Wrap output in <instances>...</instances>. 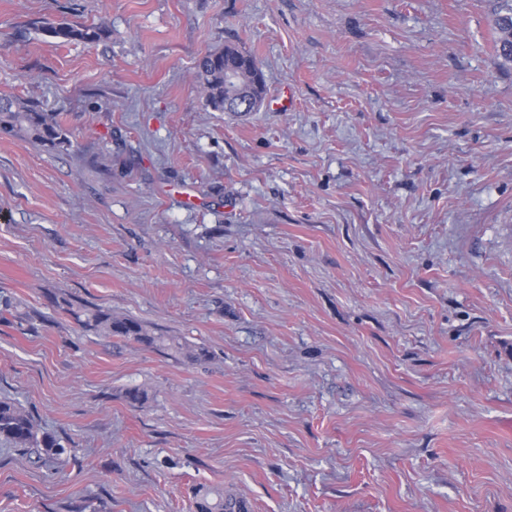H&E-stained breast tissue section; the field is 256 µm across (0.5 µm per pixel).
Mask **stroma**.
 Wrapping results in <instances>:
<instances>
[{
  "mask_svg": "<svg viewBox=\"0 0 512 512\" xmlns=\"http://www.w3.org/2000/svg\"><path fill=\"white\" fill-rule=\"evenodd\" d=\"M493 0H0V512H512V62ZM106 23L61 44L48 24ZM263 62L255 112L197 59ZM289 111L273 110L283 88ZM99 307L208 351L83 331ZM147 395L134 405L126 393ZM234 76L233 93L242 101L260 104L264 94V77L258 58L235 46L215 48L202 55L195 66V81L205 108L224 112L230 89L226 84ZM21 135L50 148L70 146L58 114L42 112L19 97H0V136ZM34 318V315L27 310H20L19 305L10 297H2L0 299V322L10 324L11 319L14 320L17 326L22 327L23 323H29ZM0 439L39 458H57L65 452L60 441L40 429L28 411L6 400H0ZM196 498V496H195ZM219 499L218 503L212 504L206 497L196 498V508L198 512H249L250 505L247 501L237 498Z\"/></svg>",
  "mask_w": 512,
  "mask_h": 512,
  "instance_id": "35a3bbf8",
  "label": "stroma"
}]
</instances>
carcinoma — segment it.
Segmentation results:
<instances>
[{
    "instance_id": "1",
    "label": "carcinoma",
    "mask_w": 512,
    "mask_h": 512,
    "mask_svg": "<svg viewBox=\"0 0 512 512\" xmlns=\"http://www.w3.org/2000/svg\"><path fill=\"white\" fill-rule=\"evenodd\" d=\"M495 18V47L499 56L512 60V0H498ZM47 36L60 43H96L109 35L106 26L52 24L44 29ZM195 81L205 107L224 111L229 93L241 100L259 103L264 94V77L258 58L234 46L215 48L202 55L195 66ZM21 135L27 140L50 148L70 145L58 114L42 112L19 97H0V136ZM34 315L20 310L10 297L0 299V322L21 326ZM81 327L99 335L118 337L153 348L181 350L183 344L173 336H158L144 322L129 317H117L100 308L88 309L78 319ZM0 439L16 449L39 457L57 458L65 452L54 436L40 429L34 417L14 402L0 400ZM197 512H250L247 501L237 498L219 499L212 504L207 498L196 500Z\"/></svg>"
}]
</instances>
